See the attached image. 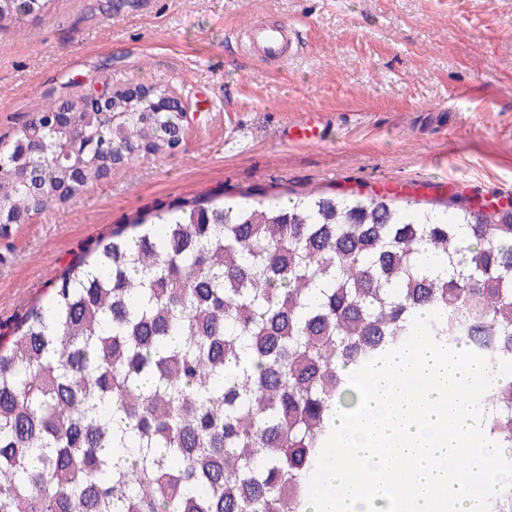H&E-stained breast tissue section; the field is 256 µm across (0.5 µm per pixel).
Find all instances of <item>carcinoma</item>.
Segmentation results:
<instances>
[{"label":"carcinoma","mask_w":512,"mask_h":512,"mask_svg":"<svg viewBox=\"0 0 512 512\" xmlns=\"http://www.w3.org/2000/svg\"><path fill=\"white\" fill-rule=\"evenodd\" d=\"M54 0H0V27ZM48 105L0 141L2 228L179 146V114ZM69 112L65 122L56 111ZM179 199L118 224L0 343V512H306L347 368L436 339L512 360V210L309 190ZM442 258L438 273L419 254ZM481 427L512 448V382Z\"/></svg>","instance_id":"cac0c4a2"}]
</instances>
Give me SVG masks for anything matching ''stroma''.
Returning <instances> with one entry per match:
<instances>
[{"label":"stroma","mask_w":512,"mask_h":512,"mask_svg":"<svg viewBox=\"0 0 512 512\" xmlns=\"http://www.w3.org/2000/svg\"><path fill=\"white\" fill-rule=\"evenodd\" d=\"M56 0L0 31V139L54 100L162 83L189 107L173 154L117 168L0 232V335L98 236L180 197L319 189L512 200V0ZM255 20L302 39L245 50ZM324 128V143L286 137Z\"/></svg>","instance_id":"obj_1"}]
</instances>
